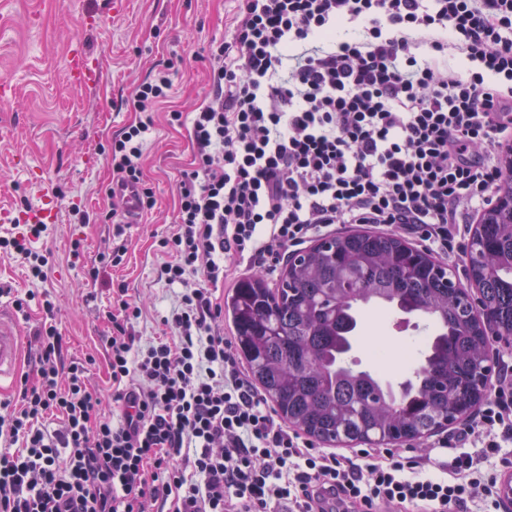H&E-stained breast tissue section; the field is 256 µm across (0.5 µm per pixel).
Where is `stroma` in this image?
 Returning <instances> with one entry per match:
<instances>
[{"label":"stroma","instance_id":"stroma-1","mask_svg":"<svg viewBox=\"0 0 512 512\" xmlns=\"http://www.w3.org/2000/svg\"><path fill=\"white\" fill-rule=\"evenodd\" d=\"M113 13L110 0H0V80L10 81L13 96L0 98V210L19 213L51 197L57 223L33 240L45 255L47 277H30L23 260L0 250V304L13 307L29 298L17 317L22 333L21 375L36 380L40 350L34 339L43 312L41 297L55 307L64 363L87 365L91 385L106 412H113L112 376L106 348L112 334L107 318L113 290L122 286L143 309L133 331L141 342L162 337V315L176 289L159 280L160 242L175 229L176 183L192 169L194 149L186 128L169 121L172 110L188 111L209 91L212 41L228 38L236 0H125ZM80 43L102 74L97 87L71 85L69 48ZM168 69L173 81L169 102L157 105L143 147V171L154 206L141 223L123 227L124 263L99 278L90 270L100 252L110 251L116 223L107 192L113 172L107 162L112 139L137 114L127 101L155 69ZM395 309L374 305L348 359L358 371L404 382L412 367L402 353L415 335L414 322L394 329ZM377 339L383 362L365 346Z\"/></svg>","mask_w":512,"mask_h":512}]
</instances>
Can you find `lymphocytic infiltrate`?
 Returning a JSON list of instances; mask_svg holds the SVG:
<instances>
[{"label":"lymphocytic infiltrate","mask_w":512,"mask_h":512,"mask_svg":"<svg viewBox=\"0 0 512 512\" xmlns=\"http://www.w3.org/2000/svg\"><path fill=\"white\" fill-rule=\"evenodd\" d=\"M232 25L210 48L207 97L171 115L196 160L160 243L158 276L180 288L162 318L177 341L138 344L142 309L118 288L114 419L84 366L58 368L62 338L43 324L39 378L0 416V439L18 446L0 452V512H500L512 358L474 418L438 440L447 460L340 456L276 419L236 362L215 293L232 266L274 271L336 224L386 226L446 259L461 252L512 141V0H238ZM455 57L472 70L451 68ZM171 88L165 70L138 85L139 118L109 154L146 209L150 107Z\"/></svg>","instance_id":"obj_1"}]
</instances>
